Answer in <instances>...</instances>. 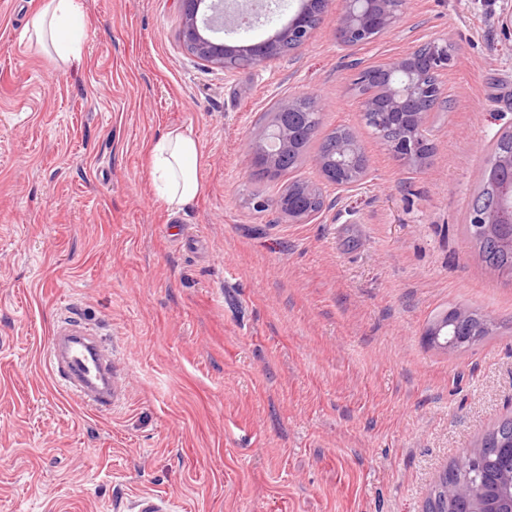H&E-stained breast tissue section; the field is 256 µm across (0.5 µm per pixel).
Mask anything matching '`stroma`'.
I'll use <instances>...</instances> for the list:
<instances>
[{
  "mask_svg": "<svg viewBox=\"0 0 512 512\" xmlns=\"http://www.w3.org/2000/svg\"><path fill=\"white\" fill-rule=\"evenodd\" d=\"M44 0H0V512H423L446 467L512 416V273L466 231L475 179L512 130V0H406L372 42L336 39L331 0L292 56L230 71L186 51L180 0H76L80 63L26 27ZM226 34L272 38L297 12ZM447 40L426 166L399 161L352 88L357 67ZM311 94L297 167L256 180L247 143L277 99ZM200 144V195H153L149 149ZM358 131L369 177L337 195L315 158ZM329 206L294 224L290 181ZM269 199L258 209L253 193ZM453 308L495 320L448 350L426 336ZM103 336L125 399L94 412L47 366L70 317Z\"/></svg>",
  "mask_w": 512,
  "mask_h": 512,
  "instance_id": "stroma-1",
  "label": "stroma"
}]
</instances>
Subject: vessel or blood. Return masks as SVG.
<instances>
[{
    "mask_svg": "<svg viewBox=\"0 0 512 512\" xmlns=\"http://www.w3.org/2000/svg\"><path fill=\"white\" fill-rule=\"evenodd\" d=\"M48 362L53 376L63 380L67 391L97 412L123 401L114 352L89 328L68 323L50 341Z\"/></svg>",
    "mask_w": 512,
    "mask_h": 512,
    "instance_id": "b4317fda",
    "label": "vessel or blood"
}]
</instances>
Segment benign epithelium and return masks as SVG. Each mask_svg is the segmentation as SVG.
Instances as JSON below:
<instances>
[{
	"label": "benign epithelium",
	"mask_w": 512,
	"mask_h": 512,
	"mask_svg": "<svg viewBox=\"0 0 512 512\" xmlns=\"http://www.w3.org/2000/svg\"><path fill=\"white\" fill-rule=\"evenodd\" d=\"M403 0H342L338 13L336 36L347 47L374 40L393 27L401 17ZM329 0H302L301 7L276 35L260 43L228 47L208 35L212 28L224 26L226 0H181L183 26L181 41L197 56L208 62L233 70L232 59L261 65L288 53L294 54L307 44L314 33L312 19L321 15ZM425 59L412 53L384 66L376 67L382 74L378 85L368 83L370 69L358 72L357 85L361 91L366 117L380 128L390 127L396 136L386 142L391 153L413 166L426 164L429 152L427 137L431 112L448 107L446 92L435 82H428L424 72H441L448 67L451 56L445 41H428L423 45ZM296 98L277 103L273 120L249 142V155L270 166L279 158L299 149L298 138L307 125L306 116L295 111ZM316 163L324 180L344 193L359 187L368 177L366 154L358 131L346 129L338 138L332 156L322 154ZM481 184L491 181L495 189V205L483 209L472 205L468 223L477 225L482 240L497 248L512 252V150L496 154L492 168L476 173ZM275 205L293 223H305L316 218L325 208L322 189L312 182L295 181L288 184L276 199ZM470 314L459 311L450 321L452 330L443 347L456 348L464 336H476ZM479 449L470 451L465 462L471 465V483H448L445 493L453 504L452 512H512V438L499 444L497 457L502 461L503 475L484 477L478 459Z\"/></svg>",
	"instance_id": "1"
}]
</instances>
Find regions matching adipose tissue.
I'll list each match as a JSON object with an SVG mask.
<instances>
[{
	"mask_svg": "<svg viewBox=\"0 0 512 512\" xmlns=\"http://www.w3.org/2000/svg\"><path fill=\"white\" fill-rule=\"evenodd\" d=\"M82 26L75 0H45L43 8L32 17L30 30L37 40L50 44L61 59L70 62L80 57L75 33ZM199 154L197 140L178 129L170 130L152 144L153 188L169 208H182L199 195Z\"/></svg>",
	"mask_w": 512,
	"mask_h": 512,
	"instance_id": "ef3b65f1",
	"label": "adipose tissue"
}]
</instances>
